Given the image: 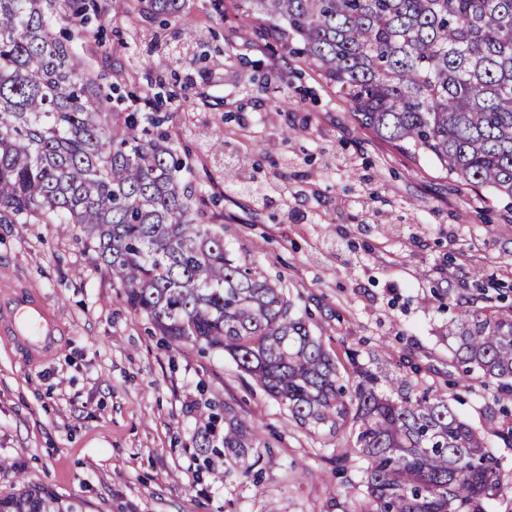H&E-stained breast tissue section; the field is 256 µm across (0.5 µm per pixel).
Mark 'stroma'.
<instances>
[{"instance_id":"35a3bbf8","label":"stroma","mask_w":512,"mask_h":512,"mask_svg":"<svg viewBox=\"0 0 512 512\" xmlns=\"http://www.w3.org/2000/svg\"><path fill=\"white\" fill-rule=\"evenodd\" d=\"M95 3L77 53L104 92L121 94V112L148 111L150 83L163 79L168 132L219 198L210 213L235 254L282 286L295 313H312L336 361L356 349L360 363L396 377L399 356L414 353V382L482 428L486 394L448 385L455 310L438 291L479 270L512 292L506 200L361 129L304 59L236 37L248 22L237 0L219 12L188 0L183 18L163 23L145 0ZM187 24L198 34L188 47ZM239 158L244 182L225 189L224 165ZM16 289L37 294L65 336L33 362L0 335V493L23 479L87 512H357L327 461L347 453L346 476L359 484L365 462L346 437L297 424L229 355L168 345L79 227L0 224V296ZM226 412L255 426L244 453L224 446Z\"/></svg>"}]
</instances>
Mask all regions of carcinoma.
I'll use <instances>...</instances> for the list:
<instances>
[{
  "mask_svg": "<svg viewBox=\"0 0 512 512\" xmlns=\"http://www.w3.org/2000/svg\"><path fill=\"white\" fill-rule=\"evenodd\" d=\"M185 0H149L179 17ZM243 12L316 63L359 126L463 184L512 200V0H240ZM86 0H0V224L76 225L127 303L170 341L228 354L302 425L349 432L367 461L359 512H486L512 448V301L450 288L459 379L493 385L484 428L405 373L349 358L341 373L284 289L237 259L210 223L188 155L154 112L115 115L97 75L55 33ZM484 305H477V301ZM254 427L228 418L224 447ZM0 512H85L19 481Z\"/></svg>",
  "mask_w": 512,
  "mask_h": 512,
  "instance_id": "cac0c4a2",
  "label": "carcinoma"
}]
</instances>
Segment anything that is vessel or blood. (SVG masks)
<instances>
[{"label": "vessel or blood", "mask_w": 512, "mask_h": 512, "mask_svg": "<svg viewBox=\"0 0 512 512\" xmlns=\"http://www.w3.org/2000/svg\"><path fill=\"white\" fill-rule=\"evenodd\" d=\"M0 334L12 337L30 359L40 360L59 349L63 329L38 296L14 291L0 298Z\"/></svg>", "instance_id": "vessel-or-blood-1"}]
</instances>
